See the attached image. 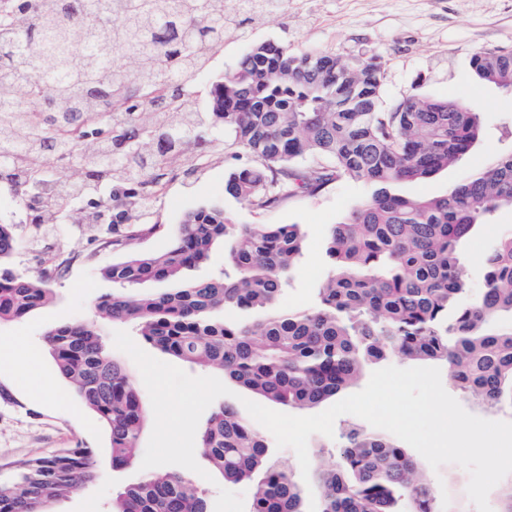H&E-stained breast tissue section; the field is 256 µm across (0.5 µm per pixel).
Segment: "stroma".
<instances>
[{
  "label": "stroma",
  "instance_id": "35a3bbf8",
  "mask_svg": "<svg viewBox=\"0 0 512 512\" xmlns=\"http://www.w3.org/2000/svg\"><path fill=\"white\" fill-rule=\"evenodd\" d=\"M273 42L291 51L330 50L344 57L378 56L384 78L381 106L390 109L410 96L432 100L461 99L480 112L483 138L455 165L421 182L402 185L407 197L438 196L465 174L483 165L489 154L512 149V93L483 83L470 61L481 51L512 48V0H281L259 18L226 28L224 43L200 79L193 106L205 109L213 81L229 71L254 44ZM251 158L232 145L227 134L213 135L207 152L194 158L192 149L173 157L172 172L146 210L157 233L136 241L142 253L166 250L186 213L217 206L236 224H297L303 249L290 274L281 303L292 308L313 306L316 290L328 273L325 250L328 230L365 196L361 184L334 182L313 194H300L271 210H256L224 192L233 171L251 165ZM12 225L17 248L14 270L38 277L51 257H68L65 271L53 284V302L26 317L0 324V341L24 338L43 349L46 332L55 326L93 317L98 295L111 290L99 273L110 264L112 252L98 249V225L88 212L66 224H47L49 245L36 246L35 233L15 197L0 190V225ZM54 379L55 397L41 395L45 379ZM0 386L11 399L0 400V464H14L60 448L80 445L96 453L94 483L58 502L56 512H106L113 494L138 481L140 465L113 469L108 432L72 388L57 379L50 357L38 371L21 373L19 365L0 363ZM439 512H476L466 488L469 474L446 464L424 466ZM211 512H245L250 495L246 484L223 477L204 482Z\"/></svg>",
  "mask_w": 512,
  "mask_h": 512
}]
</instances>
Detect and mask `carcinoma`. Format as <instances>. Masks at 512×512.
I'll list each match as a JSON object with an SVG mask.
<instances>
[{"label":"carcinoma","instance_id":"carcinoma-1","mask_svg":"<svg viewBox=\"0 0 512 512\" xmlns=\"http://www.w3.org/2000/svg\"><path fill=\"white\" fill-rule=\"evenodd\" d=\"M27 14L31 26L16 19ZM242 16L224 0H0V75L26 86L0 88V185L35 218L112 186V237L120 257L103 268L112 290L94 309L142 341L261 398L311 408L354 385L366 364L388 358L444 363L464 395L512 408V229L482 250L484 288L464 302L461 247L512 209V152L491 156L436 197H405L400 186L446 169L481 139L479 113L459 100L409 97L380 110L377 58L254 46L212 83L210 111L191 107L224 29ZM471 68L512 91V49L479 52ZM156 114L150 129L140 114ZM104 125L93 179L67 184L56 166L81 160L80 129ZM220 122L255 165L230 174L225 192L273 209L333 181H358L366 199L328 231L330 271L316 304L279 301L302 251L297 224H232L203 207L178 225L170 247L131 250L158 224L130 217L158 184L167 154L200 148L196 134ZM228 244L230 270L186 280L183 272ZM17 241L0 225V322L23 318L53 298L52 275L26 277L10 258ZM169 287L137 298L131 287ZM56 371L109 433L112 469L136 462L149 418L140 385L108 351L93 322L50 329ZM339 467L315 464L321 512H439L426 475L387 435L357 426L341 434ZM271 440L228 404L197 433V448L224 480L251 483L247 512H303L291 472L269 458ZM96 478L90 448H61L14 466L0 482V512H53ZM109 512H209L201 483L156 468L112 498Z\"/></svg>","mask_w":512,"mask_h":512}]
</instances>
